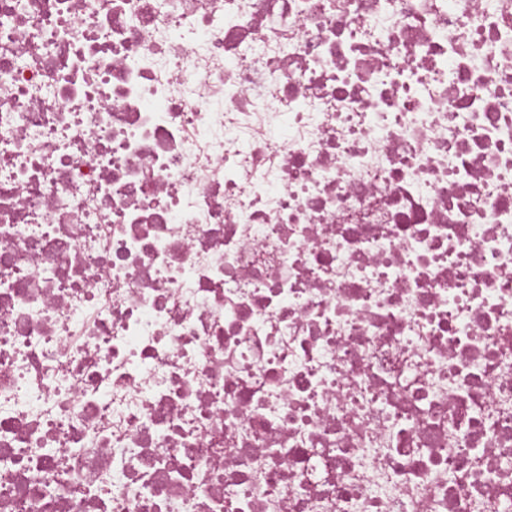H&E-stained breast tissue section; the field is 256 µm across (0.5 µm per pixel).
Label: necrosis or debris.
Listing matches in <instances>:
<instances>
[{"label":"necrosis or debris","mask_w":512,"mask_h":512,"mask_svg":"<svg viewBox=\"0 0 512 512\" xmlns=\"http://www.w3.org/2000/svg\"><path fill=\"white\" fill-rule=\"evenodd\" d=\"M0 512H512V0H0Z\"/></svg>","instance_id":"4bbe7bcc"}]
</instances>
